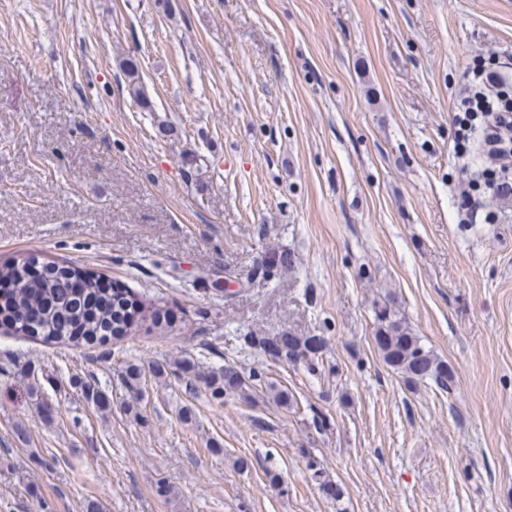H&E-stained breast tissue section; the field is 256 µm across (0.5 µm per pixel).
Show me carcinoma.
Here are the masks:
<instances>
[{"instance_id":"1","label":"carcinoma","mask_w":512,"mask_h":512,"mask_svg":"<svg viewBox=\"0 0 512 512\" xmlns=\"http://www.w3.org/2000/svg\"><path fill=\"white\" fill-rule=\"evenodd\" d=\"M124 73L133 96L145 110H152L151 102L140 86L138 64L129 58ZM35 260L24 257L0 268V279L11 282V300L0 305V323L10 326L24 336L44 341L80 343L103 341L107 336L129 334L133 326L145 318L159 319V311L152 310L134 297L126 288H114L107 294L100 288L99 279L72 266L46 263L38 277L28 274ZM288 254H272L261 266L262 276L271 278L273 271L288 266ZM374 343L383 361L404 375L407 383L432 381L443 390L455 383L453 370L439 360L413 333L397 308L395 298L386 295L374 304ZM244 344L265 352L277 345V354L291 365H302L309 372L316 371L315 359L323 348L319 336H294L290 333L275 341L266 337L245 336ZM258 374L245 375L231 367L220 374L205 378L212 397L228 392L245 399L257 389ZM82 397L99 407L107 406V396L98 387L78 381Z\"/></svg>"}]
</instances>
